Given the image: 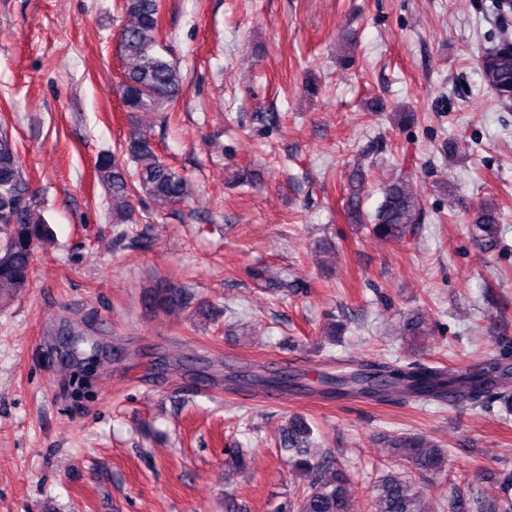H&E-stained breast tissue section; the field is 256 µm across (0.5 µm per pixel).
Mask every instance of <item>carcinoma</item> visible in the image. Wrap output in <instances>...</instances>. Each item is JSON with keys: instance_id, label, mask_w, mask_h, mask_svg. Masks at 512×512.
<instances>
[{"instance_id": "obj_1", "label": "carcinoma", "mask_w": 512, "mask_h": 512, "mask_svg": "<svg viewBox=\"0 0 512 512\" xmlns=\"http://www.w3.org/2000/svg\"><path fill=\"white\" fill-rule=\"evenodd\" d=\"M126 22L118 31L126 68L118 85L128 112H163L181 95L180 72L155 51L160 35V0H123ZM482 66L484 82L501 101H512V52L487 56ZM125 152L134 169L126 168L110 153L98 155L95 171L112 199V223H130L134 200L146 196L159 210L184 202L191 192L188 179L161 161L152 139L144 132L130 134ZM36 190L23 170L12 136L0 129V303L32 287V262L36 248L51 234L49 224L37 216ZM348 216L356 223H369L371 232L386 240L403 241L417 234L424 208L409 188L408 176L395 175L382 190L376 210L365 215L355 199L348 201ZM471 232L484 249L500 247V211L492 200L476 210ZM166 312L186 308L181 288H161L154 294ZM400 335L410 342L425 335L422 316L414 312L401 324ZM507 358L496 359L479 370L448 372L417 361L393 362L374 372L355 371L339 376L344 394L380 399L390 393L416 402L440 404L477 402L507 386L512 369ZM313 426L303 417L285 420L276 439L290 470L302 477L296 496L284 500L274 512H351L352 486L349 474L338 467L329 452L315 445ZM392 457L415 468L440 476L445 473L448 449L423 435L401 433L386 437ZM225 467L241 472L247 467L242 448L224 449ZM503 496L497 502L471 498L460 487L444 493L448 512H512V472L504 474ZM370 512H437L427 491L411 477L397 471L379 475L372 486Z\"/></svg>"}]
</instances>
